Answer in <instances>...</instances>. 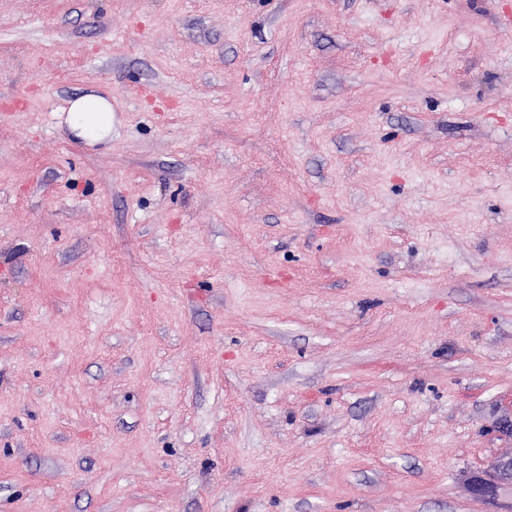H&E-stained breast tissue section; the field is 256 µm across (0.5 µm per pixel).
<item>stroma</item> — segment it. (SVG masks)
Returning a JSON list of instances; mask_svg holds the SVG:
<instances>
[{
	"label": "stroma",
	"instance_id": "stroma-1",
	"mask_svg": "<svg viewBox=\"0 0 512 512\" xmlns=\"http://www.w3.org/2000/svg\"><path fill=\"white\" fill-rule=\"evenodd\" d=\"M510 419L512 0H0V512H512ZM66 123L77 136L101 142L112 133V104L96 93H87L70 102ZM493 484L490 485L485 480L476 479L472 481V491L478 497L493 498L502 486L512 488V457L497 464Z\"/></svg>",
	"mask_w": 512,
	"mask_h": 512
}]
</instances>
